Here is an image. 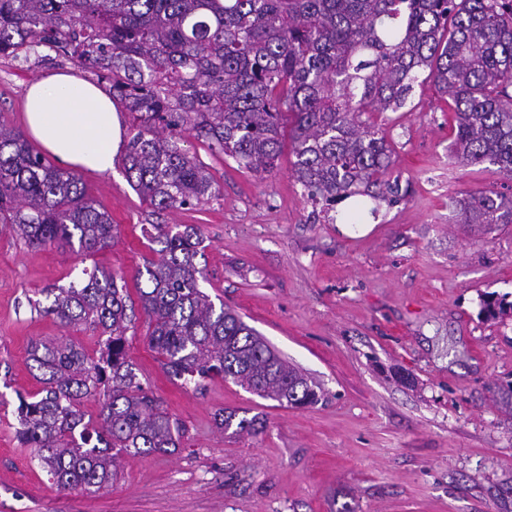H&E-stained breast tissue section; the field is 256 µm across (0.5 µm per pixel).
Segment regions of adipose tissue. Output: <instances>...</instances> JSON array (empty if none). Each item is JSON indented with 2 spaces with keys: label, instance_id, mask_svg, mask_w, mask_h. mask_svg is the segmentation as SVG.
I'll list each match as a JSON object with an SVG mask.
<instances>
[{
  "label": "adipose tissue",
  "instance_id": "ef3b65f1",
  "mask_svg": "<svg viewBox=\"0 0 512 512\" xmlns=\"http://www.w3.org/2000/svg\"><path fill=\"white\" fill-rule=\"evenodd\" d=\"M25 129L44 151L69 168L111 172L123 144L122 121L111 95L68 72L31 81Z\"/></svg>",
  "mask_w": 512,
  "mask_h": 512
}]
</instances>
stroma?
<instances>
[{
    "instance_id": "obj_1",
    "label": "stroma",
    "mask_w": 512,
    "mask_h": 512,
    "mask_svg": "<svg viewBox=\"0 0 512 512\" xmlns=\"http://www.w3.org/2000/svg\"><path fill=\"white\" fill-rule=\"evenodd\" d=\"M95 69L42 48L0 57V115L23 129L28 83ZM452 101L430 81L396 112L369 119L395 150L397 203L362 198L314 213L293 175V147L259 176L200 140L186 149L213 175L217 200L153 214L121 166L78 176L119 237L93 259L31 246L0 224V512H512V317L485 321L487 296H512V224L458 223L454 200L512 195L496 166L451 160ZM158 224H196L206 291L318 383L322 403L284 408L215 376L203 387L165 372L138 317L127 359L185 432L174 453L125 455L96 494L57 490L16 437L17 397L39 384L28 346L67 337L87 352L98 334L31 310L39 289L69 285L98 264L135 285ZM265 423L262 433L217 430L220 409Z\"/></svg>"
}]
</instances>
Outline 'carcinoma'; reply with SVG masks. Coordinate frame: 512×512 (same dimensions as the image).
Returning a JSON list of instances; mask_svg holds the SVG:
<instances>
[{"label": "carcinoma", "mask_w": 512, "mask_h": 512, "mask_svg": "<svg viewBox=\"0 0 512 512\" xmlns=\"http://www.w3.org/2000/svg\"><path fill=\"white\" fill-rule=\"evenodd\" d=\"M41 47L97 69L134 134L122 158L131 187L155 210L208 203L218 189L184 149L188 134L256 174L273 171L290 132L294 177L329 211L358 196L406 195L387 179L394 152L366 112H396L420 77L454 104V158L512 176V0H0V56ZM461 224H511L512 197L454 201ZM0 224L30 244L78 245L92 256L117 237L76 174L55 166L0 120ZM155 258L137 271L148 343L167 374L196 387L214 376L283 407L306 408L319 386L288 365L232 309L203 290L194 224H155ZM42 290L34 309L99 333L95 354L73 340L30 344L41 385L18 397L16 434L60 489L96 493L123 454H171L183 427L126 360L135 311L124 278L95 266ZM506 297L483 301L497 319ZM103 398L97 420L84 402ZM217 429L258 434V417L214 416Z\"/></svg>", "instance_id": "obj_1"}]
</instances>
